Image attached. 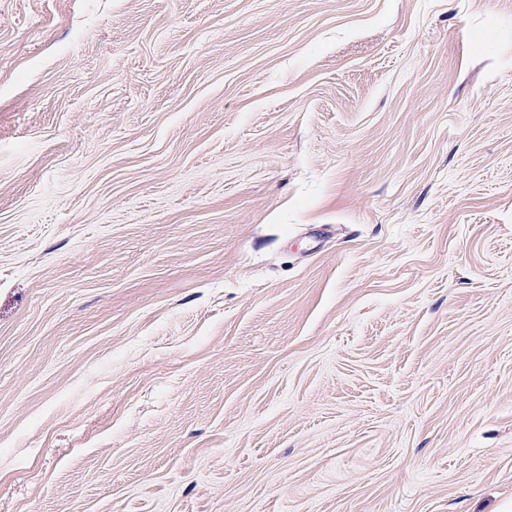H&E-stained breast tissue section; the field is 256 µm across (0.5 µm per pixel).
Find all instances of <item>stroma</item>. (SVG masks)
I'll use <instances>...</instances> for the list:
<instances>
[{
  "instance_id": "1",
  "label": "stroma",
  "mask_w": 512,
  "mask_h": 512,
  "mask_svg": "<svg viewBox=\"0 0 512 512\" xmlns=\"http://www.w3.org/2000/svg\"><path fill=\"white\" fill-rule=\"evenodd\" d=\"M512 502V0H0V512Z\"/></svg>"
}]
</instances>
